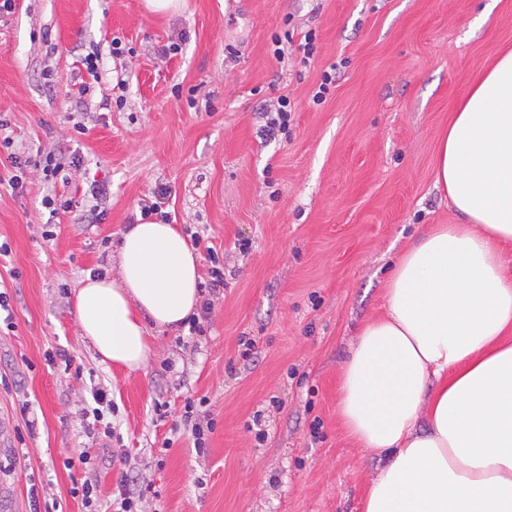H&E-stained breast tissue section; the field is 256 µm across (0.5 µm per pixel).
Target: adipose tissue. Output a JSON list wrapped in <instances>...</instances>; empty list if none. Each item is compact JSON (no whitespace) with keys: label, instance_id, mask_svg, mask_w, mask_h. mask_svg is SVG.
Instances as JSON below:
<instances>
[{"label":"adipose tissue","instance_id":"obj_1","mask_svg":"<svg viewBox=\"0 0 512 512\" xmlns=\"http://www.w3.org/2000/svg\"><path fill=\"white\" fill-rule=\"evenodd\" d=\"M435 185L463 218L430 225L395 263L387 310L341 368L339 417L382 465L362 512H512V50L473 78L439 141ZM117 277L75 296L99 362L127 371L150 333L200 305L199 255L173 225L128 226Z\"/></svg>","mask_w":512,"mask_h":512}]
</instances>
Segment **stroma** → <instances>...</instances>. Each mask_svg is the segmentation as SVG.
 <instances>
[{
	"instance_id": "stroma-1",
	"label": "stroma",
	"mask_w": 512,
	"mask_h": 512,
	"mask_svg": "<svg viewBox=\"0 0 512 512\" xmlns=\"http://www.w3.org/2000/svg\"><path fill=\"white\" fill-rule=\"evenodd\" d=\"M310 29L309 64L272 57L273 34ZM509 47L512 0H184L167 15L144 0H14L0 13V139L31 158L79 159L52 186L28 166L16 191L0 163L9 512L36 501L87 512L74 493L87 480L97 512H113L127 475L145 490L140 512H360L380 462L340 424V368L384 312L392 264L427 225L460 223L435 186L438 140L472 76ZM91 52L101 79L83 96ZM330 66L336 81L313 104ZM280 95L297 110L288 136L270 139L262 107ZM98 182L109 187L100 223L42 203L53 194L92 209ZM160 185L171 223L217 251L224 291L205 335L162 331L130 373L98 362L74 300L87 274H115L121 231ZM59 348L70 362L47 365ZM94 382L119 408V440L87 431ZM198 398L214 423L202 455L178 428Z\"/></svg>"
}]
</instances>
